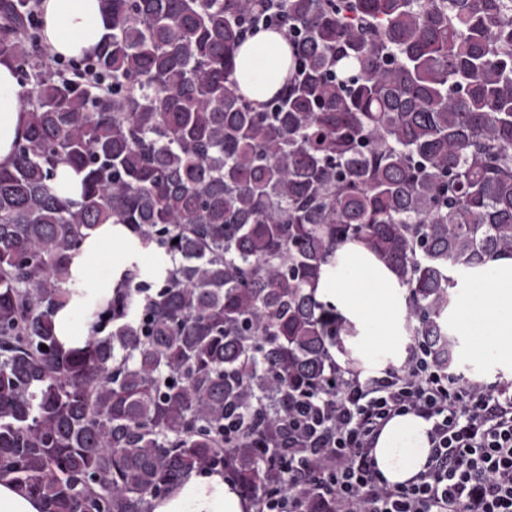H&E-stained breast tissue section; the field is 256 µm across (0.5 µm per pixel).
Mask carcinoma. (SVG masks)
<instances>
[{
    "label": "carcinoma",
    "instance_id": "1",
    "mask_svg": "<svg viewBox=\"0 0 512 512\" xmlns=\"http://www.w3.org/2000/svg\"><path fill=\"white\" fill-rule=\"evenodd\" d=\"M39 2L0 0L27 116L0 168V473L43 512H149L192 471L284 489L291 403L333 392L313 288L339 243L398 270L451 368L450 289L512 255V0H103L111 32L68 61ZM260 29L291 56L257 103L234 59ZM102 224L168 264L127 269L65 351L53 318ZM82 179V173L69 166H60L53 186L60 197L78 199L82 191Z\"/></svg>",
    "mask_w": 512,
    "mask_h": 512
}]
</instances>
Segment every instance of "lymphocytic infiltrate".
<instances>
[{
	"label": "lymphocytic infiltrate",
	"mask_w": 512,
	"mask_h": 512,
	"mask_svg": "<svg viewBox=\"0 0 512 512\" xmlns=\"http://www.w3.org/2000/svg\"><path fill=\"white\" fill-rule=\"evenodd\" d=\"M431 422L412 481L388 483L372 450L394 417ZM288 488L255 512H512V391L461 385L413 345L402 369L337 377L288 418Z\"/></svg>",
	"instance_id": "obj_1"
}]
</instances>
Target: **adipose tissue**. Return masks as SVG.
Returning a JSON list of instances; mask_svg holds the SVG:
<instances>
[{
  "label": "adipose tissue",
  "instance_id": "1",
  "mask_svg": "<svg viewBox=\"0 0 512 512\" xmlns=\"http://www.w3.org/2000/svg\"><path fill=\"white\" fill-rule=\"evenodd\" d=\"M45 42L53 53L78 58L92 53L108 31L102 0H43ZM289 49L283 35L261 31L242 43L235 57L238 86L245 96L262 102L286 82ZM21 88L10 60L0 61V166L13 162V144L24 131L26 115ZM129 230L105 224L77 259L75 274L83 286L54 316L55 334L63 349L83 346L91 324L80 321L84 310L107 305L120 274L133 262L127 250ZM119 255L115 272L98 279L89 263L101 245ZM315 298L342 317L345 326L339 360L358 359L363 368L380 371L401 365L411 337L407 331L410 291L399 273L361 241L339 244L315 282ZM451 331L465 339L464 354L475 363L493 361L512 368V257L489 259L472 269L443 315ZM431 422L414 414L394 417L382 430L372 450L377 469L387 482L404 483L422 471L431 451ZM151 512H247L236 490L216 470L198 476L189 473L162 499L152 500Z\"/></svg>",
  "mask_w": 512,
  "mask_h": 512
}]
</instances>
